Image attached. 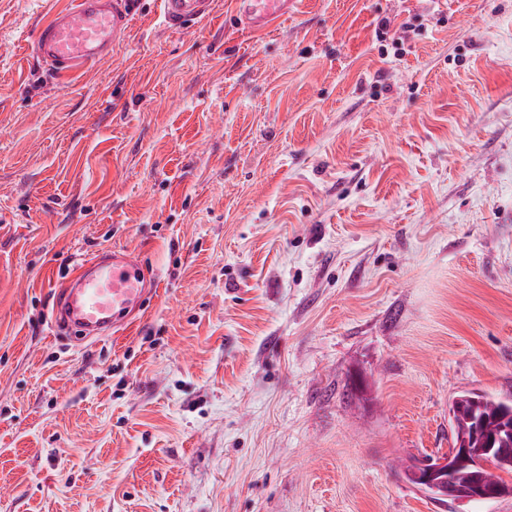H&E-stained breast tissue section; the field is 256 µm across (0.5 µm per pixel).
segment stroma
Returning a JSON list of instances; mask_svg holds the SVG:
<instances>
[{"label":"stroma","mask_w":512,"mask_h":512,"mask_svg":"<svg viewBox=\"0 0 512 512\" xmlns=\"http://www.w3.org/2000/svg\"><path fill=\"white\" fill-rule=\"evenodd\" d=\"M0 0V512H512L397 461L460 391L512 395V0H233L111 57ZM407 26L402 47L377 35ZM157 279L123 333L57 334L81 260ZM298 0H234L237 22L247 29L262 33L297 9Z\"/></svg>","instance_id":"stroma-1"}]
</instances>
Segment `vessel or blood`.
<instances>
[{
    "label": "vessel or blood",
    "mask_w": 512,
    "mask_h": 512,
    "mask_svg": "<svg viewBox=\"0 0 512 512\" xmlns=\"http://www.w3.org/2000/svg\"><path fill=\"white\" fill-rule=\"evenodd\" d=\"M212 0H160L159 18L171 30L206 16ZM131 0H74L44 25L35 52L53 69L72 71L107 58L131 31ZM298 0H234L237 22L262 33L295 12ZM156 282L128 250L115 249L83 260L61 289L53 312L55 327L88 336H108L142 309Z\"/></svg>",
    "instance_id": "1"
}]
</instances>
